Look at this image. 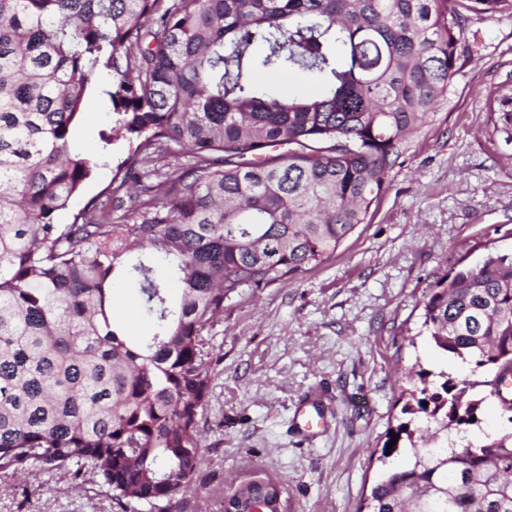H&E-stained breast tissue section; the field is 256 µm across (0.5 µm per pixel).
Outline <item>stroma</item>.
<instances>
[{"instance_id": "stroma-1", "label": "stroma", "mask_w": 512, "mask_h": 512, "mask_svg": "<svg viewBox=\"0 0 512 512\" xmlns=\"http://www.w3.org/2000/svg\"><path fill=\"white\" fill-rule=\"evenodd\" d=\"M448 98L408 138L385 188L336 253L294 280L247 289L224 304L220 362L200 421L204 458L170 512H215L238 481L280 483L287 512H358L390 457V432L435 427L402 408L439 372L475 381L479 422L452 437L497 436L512 415L489 396L493 371L439 355L422 326V300L437 280L491 252H512V10L470 15ZM112 314L146 335L135 290L117 283ZM319 389L326 432L294 435L298 401ZM0 512H120L64 473H0Z\"/></svg>"}]
</instances>
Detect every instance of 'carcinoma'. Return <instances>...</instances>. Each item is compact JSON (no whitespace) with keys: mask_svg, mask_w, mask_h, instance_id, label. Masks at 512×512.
<instances>
[{"mask_svg":"<svg viewBox=\"0 0 512 512\" xmlns=\"http://www.w3.org/2000/svg\"><path fill=\"white\" fill-rule=\"evenodd\" d=\"M511 1L0 0V473L92 470L90 491L120 512H169L203 458L224 300L336 252L448 96L468 14ZM260 72L309 73L324 91L275 96ZM94 90L111 124L81 145ZM119 141L190 163L163 190L125 160L112 181L142 196L130 218H112L106 188L59 222ZM116 280L137 290L149 335L115 327ZM422 317L436 349L502 379L512 254L436 283ZM440 376L402 412L475 424L473 385ZM411 455L363 512H512V431ZM262 489L284 512L270 478L231 499Z\"/></svg>","mask_w":512,"mask_h":512,"instance_id":"carcinoma-1","label":"carcinoma"}]
</instances>
